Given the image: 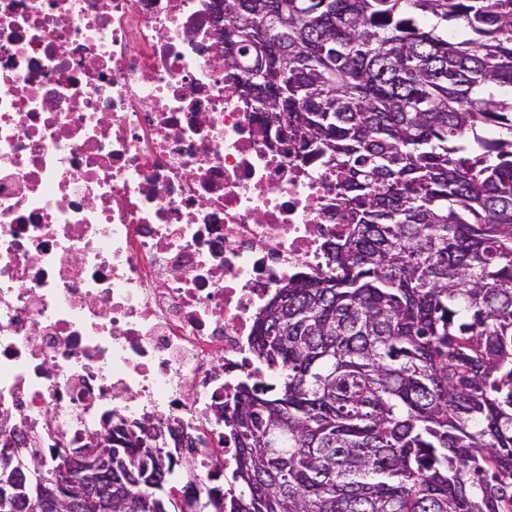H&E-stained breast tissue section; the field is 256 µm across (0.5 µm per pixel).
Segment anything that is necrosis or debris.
<instances>
[{
	"instance_id": "1",
	"label": "necrosis or debris",
	"mask_w": 512,
	"mask_h": 512,
	"mask_svg": "<svg viewBox=\"0 0 512 512\" xmlns=\"http://www.w3.org/2000/svg\"><path fill=\"white\" fill-rule=\"evenodd\" d=\"M215 0H0V417L79 448L108 415L197 436L255 316L325 268L321 170L255 133Z\"/></svg>"
}]
</instances>
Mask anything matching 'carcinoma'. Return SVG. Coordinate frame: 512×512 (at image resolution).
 I'll use <instances>...</instances> for the list:
<instances>
[{
    "label": "carcinoma",
    "instance_id": "obj_1",
    "mask_svg": "<svg viewBox=\"0 0 512 512\" xmlns=\"http://www.w3.org/2000/svg\"><path fill=\"white\" fill-rule=\"evenodd\" d=\"M263 124L334 181L326 270L254 321L200 498L112 428V512H512V0H224ZM62 463L41 468L25 493Z\"/></svg>",
    "mask_w": 512,
    "mask_h": 512
}]
</instances>
